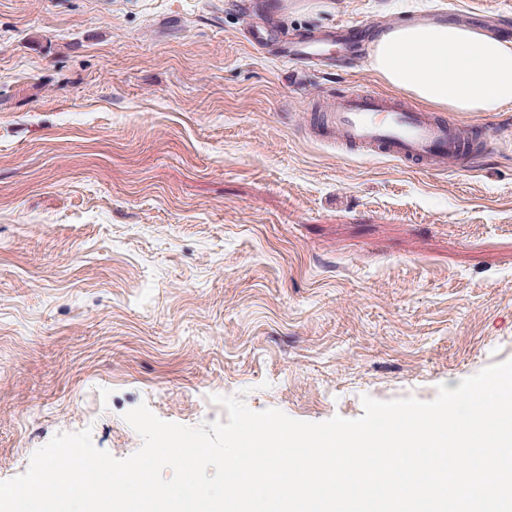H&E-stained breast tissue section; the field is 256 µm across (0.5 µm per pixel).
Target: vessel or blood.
I'll return each instance as SVG.
<instances>
[{
    "label": "vessel or blood",
    "instance_id": "b4317fda",
    "mask_svg": "<svg viewBox=\"0 0 512 512\" xmlns=\"http://www.w3.org/2000/svg\"><path fill=\"white\" fill-rule=\"evenodd\" d=\"M287 12L288 0H267L263 22L245 21L247 43L292 66L314 68L330 63V46L351 36L350 27L340 22L306 38L288 40L280 32V18ZM318 129L368 154L399 159L420 173L448 163L466 167L487 145L485 139L467 134L465 126L377 91L336 99L323 112Z\"/></svg>",
    "mask_w": 512,
    "mask_h": 512
}]
</instances>
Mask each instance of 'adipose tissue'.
<instances>
[{"label": "adipose tissue", "mask_w": 512, "mask_h": 512, "mask_svg": "<svg viewBox=\"0 0 512 512\" xmlns=\"http://www.w3.org/2000/svg\"><path fill=\"white\" fill-rule=\"evenodd\" d=\"M369 61L386 85L429 105L453 112L512 106V44L479 29L396 26L372 42Z\"/></svg>", "instance_id": "adipose-tissue-1"}]
</instances>
